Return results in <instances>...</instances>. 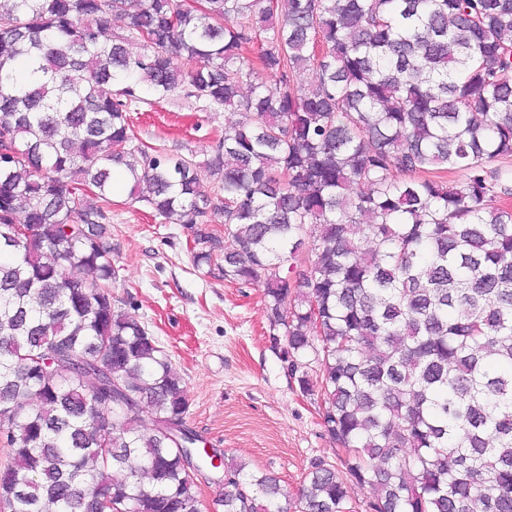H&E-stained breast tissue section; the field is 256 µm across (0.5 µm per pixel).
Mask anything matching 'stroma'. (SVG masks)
<instances>
[{"instance_id":"obj_1","label":"stroma","mask_w":512,"mask_h":512,"mask_svg":"<svg viewBox=\"0 0 512 512\" xmlns=\"http://www.w3.org/2000/svg\"><path fill=\"white\" fill-rule=\"evenodd\" d=\"M130 123L140 143L209 158L224 113L175 95H145ZM112 295L145 325L183 377L189 426L204 447L250 470L279 477L297 494L311 460L340 466L343 452L325 431L318 396L301 392L269 336L262 291L230 283L192 264L191 232L163 223L126 192L110 196Z\"/></svg>"}]
</instances>
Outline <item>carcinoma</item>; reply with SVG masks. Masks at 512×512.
I'll list each match as a JSON object with an SVG mask.
<instances>
[{"label": "carcinoma", "mask_w": 512, "mask_h": 512, "mask_svg": "<svg viewBox=\"0 0 512 512\" xmlns=\"http://www.w3.org/2000/svg\"><path fill=\"white\" fill-rule=\"evenodd\" d=\"M131 2L0 0V500L199 512L184 380L112 301L122 167L191 229L196 268L263 289L292 372L321 358L298 384L345 470L310 462L288 506L274 475L226 465L223 512H349L351 484L370 512H512V208L492 205L512 183L490 167L512 158V0ZM146 92L229 114L214 189L194 155L134 144Z\"/></svg>", "instance_id": "cac0c4a2"}]
</instances>
